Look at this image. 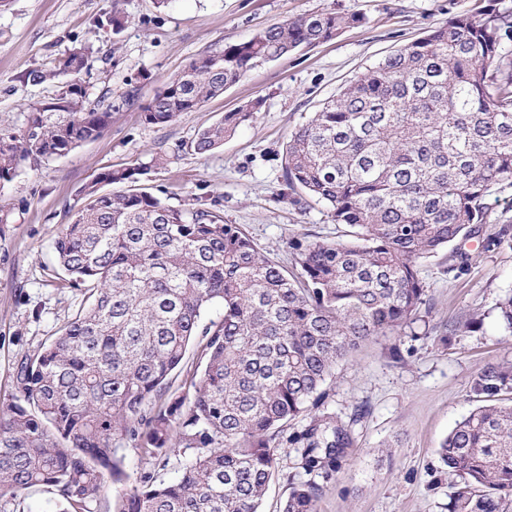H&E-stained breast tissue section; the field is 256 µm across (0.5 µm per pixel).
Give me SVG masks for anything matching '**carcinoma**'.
<instances>
[{"mask_svg": "<svg viewBox=\"0 0 512 512\" xmlns=\"http://www.w3.org/2000/svg\"><path fill=\"white\" fill-rule=\"evenodd\" d=\"M363 21L312 12L227 44L168 78L143 121L172 123L257 64ZM87 62L85 48L71 49L56 65L70 79L28 104L23 126L0 130V183L108 129L112 106L91 105L82 82ZM260 105L224 113L191 149L224 145ZM165 162L99 173L54 237L63 287L81 291L84 305L18 362L0 411V498L41 487L52 512H92L107 483L123 482L129 442L145 460L179 452L181 472L144 474L120 490L119 512H259L277 453L290 448L293 468L329 477L351 444L321 390L336 365L419 320L428 304L420 260L482 224L500 225L484 248L512 239V216L491 217L488 203L512 187V4L485 0L404 45L291 132L277 196L324 205L334 223L357 229L358 245L294 242L286 269L202 197L177 208L143 187ZM117 183L131 189L100 191ZM495 309L512 333V292ZM192 348V397L172 399L171 376ZM470 393L479 405L438 450L448 512H507L512 363L484 366ZM322 492L311 478L295 482L282 512H317Z\"/></svg>", "mask_w": 512, "mask_h": 512, "instance_id": "1", "label": "carcinoma"}]
</instances>
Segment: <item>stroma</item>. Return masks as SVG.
I'll list each match as a JSON object with an SVG mask.
<instances>
[{
	"instance_id": "35a3bbf8",
	"label": "stroma",
	"mask_w": 512,
	"mask_h": 512,
	"mask_svg": "<svg viewBox=\"0 0 512 512\" xmlns=\"http://www.w3.org/2000/svg\"><path fill=\"white\" fill-rule=\"evenodd\" d=\"M483 0H0V128L21 127L26 105L51 97V78L27 82V71L53 70L76 46L90 51L82 74L90 102L112 107V123L42 168L0 183V402L15 391L14 369L49 342L82 303L80 291L58 287L52 240L86 199L82 188L108 167L169 161L151 174L154 194L180 206L188 194L215 202L228 224L271 259L290 266L292 242L349 241L323 205L299 208L277 192L283 171L274 155L291 131L328 98L392 51L423 37ZM358 13L362 25L275 61L258 64L222 97L168 125H148L141 108L190 61L248 39L270 25L316 11ZM123 26L113 31L112 15ZM261 106L222 147L205 155L190 144L197 132L251 101ZM482 225L462 242L466 271L448 269L447 253L422 259L429 311L413 334L379 336L340 362L325 384L327 402L347 423L353 444L323 480L318 512H448L451 489L437 455L441 441L476 401L470 381L485 365L512 361V334L495 304L512 289V242L490 249L496 232ZM479 317L480 330L441 342L438 328ZM400 359H393L392 348Z\"/></svg>"
}]
</instances>
